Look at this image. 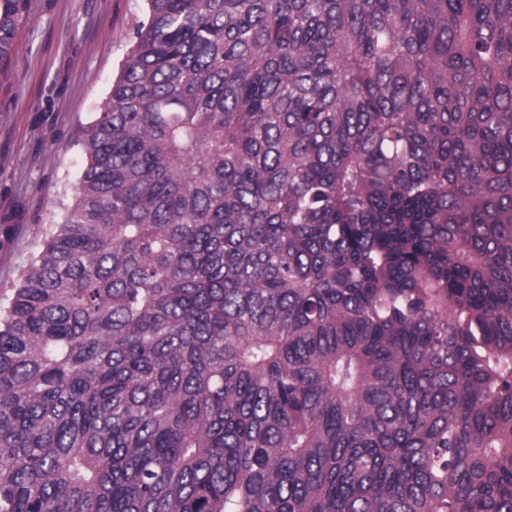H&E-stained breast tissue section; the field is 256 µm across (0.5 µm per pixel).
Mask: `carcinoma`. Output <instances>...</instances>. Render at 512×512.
I'll list each match as a JSON object with an SVG mask.
<instances>
[{
	"mask_svg": "<svg viewBox=\"0 0 512 512\" xmlns=\"http://www.w3.org/2000/svg\"><path fill=\"white\" fill-rule=\"evenodd\" d=\"M79 145L0 512H512V0H147Z\"/></svg>",
	"mask_w": 512,
	"mask_h": 512,
	"instance_id": "cac0c4a2",
	"label": "carcinoma"
}]
</instances>
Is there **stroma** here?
I'll return each instance as SVG.
<instances>
[{
  "label": "stroma",
  "mask_w": 512,
  "mask_h": 512,
  "mask_svg": "<svg viewBox=\"0 0 512 512\" xmlns=\"http://www.w3.org/2000/svg\"><path fill=\"white\" fill-rule=\"evenodd\" d=\"M146 0H31L0 80V296L74 195L78 144L145 16Z\"/></svg>",
  "instance_id": "35a3bbf8"
}]
</instances>
